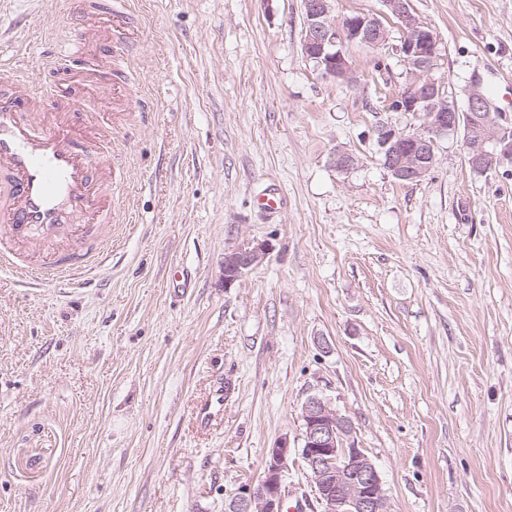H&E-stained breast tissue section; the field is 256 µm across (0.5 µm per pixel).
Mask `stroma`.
<instances>
[{
  "instance_id": "obj_1",
  "label": "stroma",
  "mask_w": 512,
  "mask_h": 512,
  "mask_svg": "<svg viewBox=\"0 0 512 512\" xmlns=\"http://www.w3.org/2000/svg\"><path fill=\"white\" fill-rule=\"evenodd\" d=\"M411 6L445 93L465 107L480 77L512 119V0ZM130 7L110 258L68 285L0 271V512H225L283 438L284 498L320 512L312 396L351 421L388 512H512V166L474 171L457 132L421 181L391 176L378 129L425 123L391 108L395 22L390 47L348 45L347 85L303 55V0ZM74 26L65 0H0V78L53 91ZM256 243L225 285V253ZM267 255L265 244L240 248L224 255V283L231 285L249 270L259 265Z\"/></svg>"
}]
</instances>
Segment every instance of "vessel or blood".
<instances>
[{
	"mask_svg": "<svg viewBox=\"0 0 512 512\" xmlns=\"http://www.w3.org/2000/svg\"><path fill=\"white\" fill-rule=\"evenodd\" d=\"M129 0H68L83 25L63 50L82 60L97 37L112 38L115 27L132 23ZM90 75L101 97L124 87L111 55L100 57ZM84 91L68 80L50 95L36 93L31 81H0V265L16 255L29 259L22 274L36 282L67 280L93 263L79 241L112 236V164L98 174L90 162L96 148L111 143L112 110L79 109Z\"/></svg>",
	"mask_w": 512,
	"mask_h": 512,
	"instance_id": "vessel-or-blood-1",
	"label": "vessel or blood"
}]
</instances>
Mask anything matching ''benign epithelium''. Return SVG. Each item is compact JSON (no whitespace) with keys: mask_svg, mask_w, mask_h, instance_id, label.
Wrapping results in <instances>:
<instances>
[{"mask_svg":"<svg viewBox=\"0 0 512 512\" xmlns=\"http://www.w3.org/2000/svg\"><path fill=\"white\" fill-rule=\"evenodd\" d=\"M335 0H304L302 50L322 76L354 82L346 47L360 43L372 48L389 44L384 20L397 21L401 31L393 50L407 67L409 82L393 103L398 112H421L426 126L415 132L382 127L377 143L385 168L402 182L422 180L435 162V138L454 133L465 124L464 145L475 170L492 171L512 164V127L483 93L478 79L467 90L466 109L449 103L436 76L438 41L434 31L413 12L410 0H381L378 15L354 13L336 21ZM267 255L264 244L240 248L224 255V285L229 286L259 265ZM301 457L306 464L321 512H387L380 474L363 449L349 443L351 422L329 402L308 398L303 406ZM291 449L283 439L269 450L262 479L248 485L227 506V512H283L282 476L288 470Z\"/></svg>","mask_w":512,"mask_h":512,"instance_id":"7a95c632","label":"benign epithelium"}]
</instances>
